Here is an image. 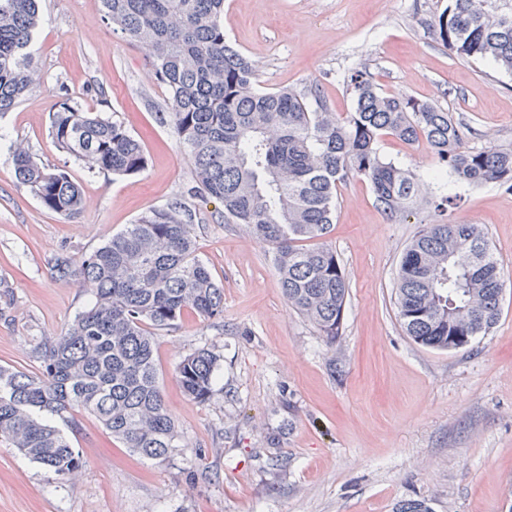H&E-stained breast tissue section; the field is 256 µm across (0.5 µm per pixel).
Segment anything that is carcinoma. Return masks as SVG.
Wrapping results in <instances>:
<instances>
[{"label":"carcinoma","mask_w":512,"mask_h":512,"mask_svg":"<svg viewBox=\"0 0 512 512\" xmlns=\"http://www.w3.org/2000/svg\"><path fill=\"white\" fill-rule=\"evenodd\" d=\"M39 2L0 0V114L40 81L30 51ZM99 2L107 23L147 48L167 92L162 120L188 152L197 192L223 205L224 223L242 224L272 247L288 305L330 344L342 335L349 294L346 272L325 241L339 184L364 177L390 218L419 203L416 175L381 154L382 137L425 141L437 178L450 172L469 186L512 189L511 149H462L461 123L451 113L387 95L366 71L350 75L354 107L344 118L315 89H260L256 65L226 40L224 0ZM432 31L455 56L512 73V0H448ZM50 128L61 152L87 160L97 174L129 176L147 166L144 147L122 122L84 112L68 98ZM13 158L19 186L44 209L80 215L82 192L66 167L40 164L22 142ZM191 220L176 201L146 211L88 254L53 259L55 276L90 285L93 299L64 335L38 347L39 374L0 366V438L56 479L82 467L65 432L77 413L93 415L145 459L164 461L177 447L155 336L186 313L218 319L224 312V286L199 258ZM503 287V269L480 225L435 221L404 249L394 305L414 343L451 351L459 336L491 332ZM217 363L204 348L182 358L176 378L189 400H210Z\"/></svg>","instance_id":"1"}]
</instances>
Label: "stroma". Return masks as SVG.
I'll return each instance as SVG.
<instances>
[{"label":"stroma","mask_w":512,"mask_h":512,"mask_svg":"<svg viewBox=\"0 0 512 512\" xmlns=\"http://www.w3.org/2000/svg\"><path fill=\"white\" fill-rule=\"evenodd\" d=\"M448 0H224V34L259 70L261 88L318 90L331 111L353 109L348 76L369 72L387 94L430 101L465 127L463 146L512 148V75L462 60L429 26ZM31 51L39 85L0 116V365L34 374L36 349L63 335L90 289L58 280L51 261L80 257L147 210L181 202L198 254L224 285V315L185 314L158 331L159 382L179 439L148 460L76 414L68 436L83 460L71 479L0 441V512H395L419 499L433 512H512V191L434 179L426 142L383 138L381 153L421 179L432 206L388 218L368 181L337 188L327 241L349 281L336 344L285 301L272 249L222 205L195 191L190 158L163 123L166 92L145 49L102 16L98 0H41ZM124 123L146 169L92 173L49 133L63 98ZM67 166L85 209L65 218L20 188L12 146ZM478 224L504 270L490 335L454 351L415 344L394 305L398 263L421 225ZM218 358L214 394L189 401L176 380L186 354Z\"/></svg>","instance_id":"1"}]
</instances>
